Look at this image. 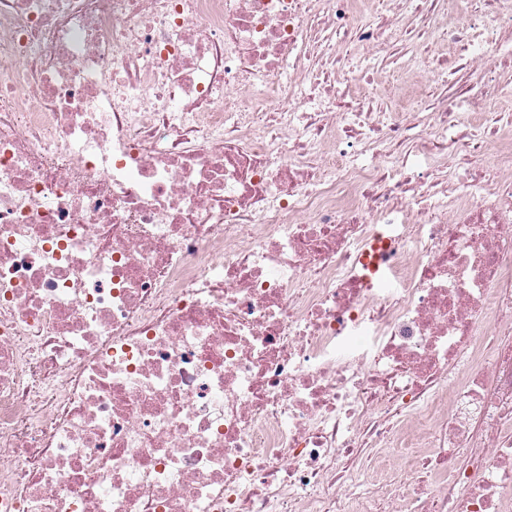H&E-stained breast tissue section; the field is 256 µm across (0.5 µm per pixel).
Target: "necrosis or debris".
Masks as SVG:
<instances>
[{
  "label": "necrosis or debris",
  "instance_id": "4bbe7bcc",
  "mask_svg": "<svg viewBox=\"0 0 512 512\" xmlns=\"http://www.w3.org/2000/svg\"><path fill=\"white\" fill-rule=\"evenodd\" d=\"M507 71L512 0H0V512H512ZM407 45L403 41L396 43L393 54L379 61L373 72L374 76L388 89L395 87L400 83H405V89L411 90L412 83L407 78V75L401 68V61L403 56L407 53Z\"/></svg>",
  "mask_w": 512,
  "mask_h": 512
}]
</instances>
